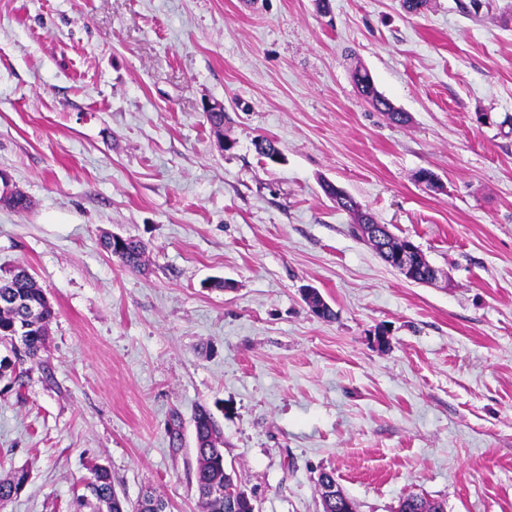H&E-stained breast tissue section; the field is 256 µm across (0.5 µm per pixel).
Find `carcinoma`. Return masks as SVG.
<instances>
[{
	"label": "carcinoma",
	"mask_w": 512,
	"mask_h": 512,
	"mask_svg": "<svg viewBox=\"0 0 512 512\" xmlns=\"http://www.w3.org/2000/svg\"><path fill=\"white\" fill-rule=\"evenodd\" d=\"M353 79L358 92L379 112L385 113L395 124L407 121V115L398 111L391 102L372 86V77L365 69H357ZM338 209L354 218L350 232L360 238L357 225L369 221L367 214L355 206L341 203ZM145 246L133 238L126 239L124 251L117 259L125 266L137 269L141 266ZM40 309L39 324L30 327L26 321L29 307ZM55 311L44 290L27 267L18 265L7 280L0 279V344L10 346L11 355L0 358V380L8 377L18 382L23 374L34 368H44L41 353L46 348L49 324ZM193 427L196 443L197 468L195 473L196 489L202 512H254L251 499L224 498V480L235 474V470L224 469V444L222 430L218 421L205 405L195 412ZM28 481L25 470L15 471L9 478L0 480V512L9 502L16 499ZM85 494L78 498V509H90V512H154L150 504L157 503L168 507V501L154 492L146 494L135 503L118 494L112 483L111 470L104 465H95L90 476L85 479ZM405 512H445L443 503L429 500L418 495L406 496Z\"/></svg>",
	"instance_id": "carcinoma-1"
}]
</instances>
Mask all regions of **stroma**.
<instances>
[{
    "label": "stroma",
    "mask_w": 512,
    "mask_h": 512,
    "mask_svg": "<svg viewBox=\"0 0 512 512\" xmlns=\"http://www.w3.org/2000/svg\"><path fill=\"white\" fill-rule=\"evenodd\" d=\"M481 3L0 0V171L30 201L0 206V274L27 266L55 310L43 369L0 382V478L30 473L5 512H75L96 464L200 512L201 405L259 512H322V471L356 512H512V0ZM326 180L439 279L354 238ZM353 79L358 92L379 112H384L389 120L395 124H403L407 121L405 112H399L391 102L380 94L376 87L372 86V77L365 69H357L353 74ZM124 237L117 234L105 235L101 239V246L104 250L110 253L111 256L117 258L123 265L137 269L141 266L143 257L145 254V246L141 243V241L133 238H126V247L124 251L115 255L112 253V250L115 248L118 252H121L123 247Z\"/></svg>",
    "instance_id": "stroma-1"
}]
</instances>
